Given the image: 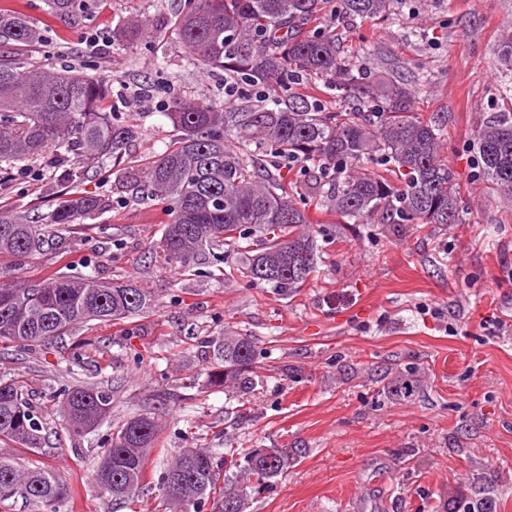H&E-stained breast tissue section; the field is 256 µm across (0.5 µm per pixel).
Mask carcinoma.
I'll return each instance as SVG.
<instances>
[{"mask_svg": "<svg viewBox=\"0 0 512 512\" xmlns=\"http://www.w3.org/2000/svg\"><path fill=\"white\" fill-rule=\"evenodd\" d=\"M329 0H184L173 26L187 61L257 89L265 105L242 98L215 103H175L167 113L177 140L157 156L146 178L170 216L163 246L190 272L207 250L233 249L237 271L251 285L294 293L316 272L318 245L305 214L290 197L298 192L327 200L349 221L377 224H457L460 195L454 173L440 155L438 124L423 120L408 84L388 74L366 80L358 65L365 53L341 44L336 29L310 28ZM345 18L376 22L394 0H340ZM48 14L76 20L85 0H47ZM149 34L145 23L119 31L127 42ZM41 39L24 14L0 12V162L25 160L48 149L50 168L70 160L124 159L131 126L109 111L112 91L75 69L49 70L22 60ZM352 107L332 109L322 89ZM234 134L245 143L228 149ZM482 173L503 198L512 199V112H493L476 130ZM317 168L301 185L278 167L289 161ZM374 161L378 169L344 175ZM107 206L101 195L70 196L46 223L71 224ZM261 243L256 245L251 234ZM44 225L30 224L0 207V255L20 262L41 249ZM151 294L131 283H98L48 274L0 284V342L33 347L68 335L80 322L122 321L146 314ZM207 385L225 387L254 374L252 337L230 332L209 342ZM61 412L75 434L91 431L112 413V390L101 382L65 392ZM159 419L142 413L116 427L101 451L95 479L103 494L134 500L158 445ZM0 442L41 453V420L21 387L0 382ZM302 453L286 445L250 448L243 462L222 459L205 447L180 448L162 476L174 512H246L249 494L283 475ZM236 468L239 479L221 478ZM0 499H22L34 512H64L71 488L32 462L24 469L0 457ZM474 507L487 512L490 488L476 481Z\"/></svg>", "mask_w": 512, "mask_h": 512, "instance_id": "cac0c4a2", "label": "carcinoma"}]
</instances>
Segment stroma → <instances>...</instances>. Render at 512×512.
<instances>
[{
    "label": "stroma",
    "instance_id": "stroma-1",
    "mask_svg": "<svg viewBox=\"0 0 512 512\" xmlns=\"http://www.w3.org/2000/svg\"><path fill=\"white\" fill-rule=\"evenodd\" d=\"M182 0H88L78 24L55 19L46 0H0L45 37L33 61L74 67L125 87L121 117L137 131L121 162H93L84 179L38 154L2 164L0 206L47 216L63 195L100 194L106 210L52 225L17 275L79 274L147 289L155 304L121 324L91 322L52 343L0 345V381L28 391L42 416L40 459L75 490L67 512H170L158 457L133 505L103 495L95 468L119 422L161 416L163 448L273 445L302 449L281 478L252 495L247 512H466L473 479L493 484V512H512V201L486 182L475 130L512 97L499 55L512 38V0H399L377 24L350 22L332 0L321 19L345 45L367 46V75L393 72L417 107L443 128L441 155L463 201L457 224L342 223L316 199L298 200L319 246L317 271L291 296L227 275L233 252L200 256L195 271L166 263L165 217L138 176L179 135L176 102L224 101V78L187 65L171 25ZM139 19L151 38L117 37ZM502 329L490 332L494 320ZM233 330L250 334L258 369L250 388L206 386L205 346ZM416 380L396 395L397 376ZM102 382L112 414L73 434L62 423L65 389Z\"/></svg>",
    "mask_w": 512,
    "mask_h": 512
}]
</instances>
